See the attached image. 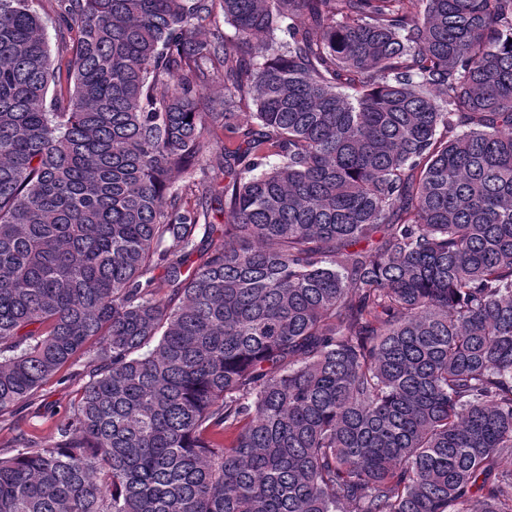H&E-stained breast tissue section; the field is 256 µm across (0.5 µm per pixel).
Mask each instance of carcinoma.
<instances>
[{"label":"carcinoma","instance_id":"cac0c4a2","mask_svg":"<svg viewBox=\"0 0 512 512\" xmlns=\"http://www.w3.org/2000/svg\"><path fill=\"white\" fill-rule=\"evenodd\" d=\"M59 2L64 69L0 0V416L89 361L0 512H512V0Z\"/></svg>","mask_w":512,"mask_h":512}]
</instances>
